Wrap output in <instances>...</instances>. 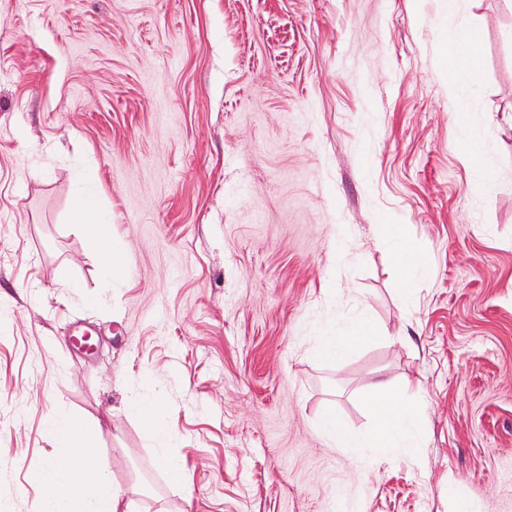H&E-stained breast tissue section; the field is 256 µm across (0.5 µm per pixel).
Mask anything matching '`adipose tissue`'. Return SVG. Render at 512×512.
Masks as SVG:
<instances>
[{
	"label": "adipose tissue",
	"instance_id": "obj_1",
	"mask_svg": "<svg viewBox=\"0 0 512 512\" xmlns=\"http://www.w3.org/2000/svg\"><path fill=\"white\" fill-rule=\"evenodd\" d=\"M377 336V328L362 317L342 331L320 336L317 354L335 359ZM369 408L374 425L364 432L342 428L334 413L323 416L322 429L334 447L348 448L356 454L366 448L417 447L416 408L403 394L382 387L380 395L370 400ZM48 434L56 446L67 449L68 455L38 475L39 482L48 489L44 512H130L124 495L102 476L89 435L77 418L54 417Z\"/></svg>",
	"mask_w": 512,
	"mask_h": 512
}]
</instances>
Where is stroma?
I'll return each mask as SVG.
<instances>
[{
	"label": "stroma",
	"instance_id": "35a3bbf8",
	"mask_svg": "<svg viewBox=\"0 0 512 512\" xmlns=\"http://www.w3.org/2000/svg\"><path fill=\"white\" fill-rule=\"evenodd\" d=\"M407 383L419 447L320 433ZM59 412L132 512H512V0H0V512H42ZM477 55L478 40L473 37H468L456 45L453 59L457 57H465L467 60V66L462 70H466L474 77L478 75V68L476 66ZM72 217L77 225L88 229L98 242L103 256L104 268L111 277L118 265V259L112 255V225L89 220L88 207L81 199L76 201ZM393 254L401 275L407 281H412L427 269L426 263L406 248L399 247ZM378 337L377 328L366 318H359L338 332L319 336L317 355L337 359Z\"/></svg>",
	"mask_w": 512,
	"mask_h": 512
}]
</instances>
